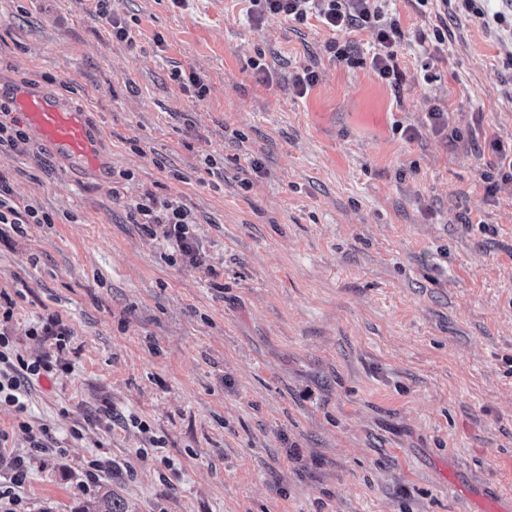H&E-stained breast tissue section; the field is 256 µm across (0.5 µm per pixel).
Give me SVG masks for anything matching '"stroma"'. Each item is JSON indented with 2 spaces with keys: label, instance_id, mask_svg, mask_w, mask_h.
Returning <instances> with one entry per match:
<instances>
[{
  "label": "stroma",
  "instance_id": "obj_1",
  "mask_svg": "<svg viewBox=\"0 0 512 512\" xmlns=\"http://www.w3.org/2000/svg\"><path fill=\"white\" fill-rule=\"evenodd\" d=\"M0 0V87L89 110L106 176L0 148L6 324L29 360L25 512H474L512 500V15L390 0L368 30L246 0ZM131 37L112 36V22ZM448 31L436 45L434 28ZM354 45L357 64L329 53ZM318 75L306 93L294 79ZM206 89L197 96L196 85ZM448 114L435 132L431 108ZM187 210L199 263L133 220ZM50 223H37V215ZM58 321L65 347L41 335ZM49 428L48 452L29 439ZM110 472L89 481V460ZM253 19L284 17L304 24L316 18L334 31L350 28L372 29L377 51L371 67L382 80L398 81L397 48L402 31L395 16H390L388 0H248Z\"/></svg>",
  "mask_w": 512,
  "mask_h": 512
}]
</instances>
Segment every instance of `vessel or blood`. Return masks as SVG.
Masks as SVG:
<instances>
[{"mask_svg": "<svg viewBox=\"0 0 512 512\" xmlns=\"http://www.w3.org/2000/svg\"><path fill=\"white\" fill-rule=\"evenodd\" d=\"M13 105L22 120L66 167L101 171V133L85 108L34 87L18 90Z\"/></svg>", "mask_w": 512, "mask_h": 512, "instance_id": "1", "label": "vessel or blood"}]
</instances>
